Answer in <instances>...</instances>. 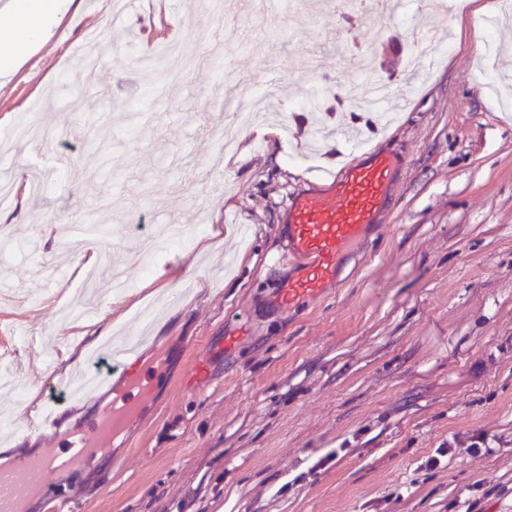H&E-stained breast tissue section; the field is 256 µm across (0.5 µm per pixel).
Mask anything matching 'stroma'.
Listing matches in <instances>:
<instances>
[{"mask_svg":"<svg viewBox=\"0 0 512 512\" xmlns=\"http://www.w3.org/2000/svg\"><path fill=\"white\" fill-rule=\"evenodd\" d=\"M498 2L411 0L334 44L335 0H252L237 13L83 0L0 88V137L41 112L39 136L8 157L10 177L43 175L39 191L0 208V230L23 243L0 250V348L14 353L19 388L0 391V448L21 430L36 434L29 455L66 447L113 395L66 404L59 384L112 339L149 333V400L114 441L52 477L76 512H512V108L500 103L512 31L496 33L506 84L495 94L470 24ZM288 7L307 24L256 21ZM415 23L445 59L411 82ZM90 34L100 61L87 73ZM171 39L182 54L158 60L156 78L140 59ZM371 77L413 102L400 113L388 101L397 121L365 143L405 162L394 211L349 248L340 283L288 305L285 206L354 151L335 140L296 161L307 115L367 120L315 90L324 80L363 93ZM270 82L289 139L243 124L224 154L213 134L227 92ZM92 249L104 258L91 277ZM114 272L125 294L93 297ZM78 331L86 356L67 370ZM53 404L63 426L50 439L36 414ZM477 436L490 450L475 457Z\"/></svg>","mask_w":512,"mask_h":512,"instance_id":"1","label":"stroma"}]
</instances>
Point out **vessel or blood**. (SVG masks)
Here are the masks:
<instances>
[{
  "label": "vessel or blood",
  "mask_w": 512,
  "mask_h": 512,
  "mask_svg": "<svg viewBox=\"0 0 512 512\" xmlns=\"http://www.w3.org/2000/svg\"><path fill=\"white\" fill-rule=\"evenodd\" d=\"M399 161L375 150L337 167L325 184L294 194L283 216L284 250L279 261L294 266L296 274L284 289L288 303L320 297L328 284L340 279L341 259L347 248L365 240L381 217L392 211L391 185ZM141 340L108 348L106 370L89 377L99 388L112 377L133 378L141 361ZM134 404L129 390L115 391L109 413L90 422L87 433L71 444L67 453L49 452L31 458L23 472L0 471V512H14L15 503L29 494L46 493L49 512H73L63 494H47L46 479L61 463H71L92 442L119 432Z\"/></svg>",
  "instance_id": "b4317fda"
}]
</instances>
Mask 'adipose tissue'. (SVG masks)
I'll return each instance as SVG.
<instances>
[{"label":"adipose tissue","mask_w":512,"mask_h":512,"mask_svg":"<svg viewBox=\"0 0 512 512\" xmlns=\"http://www.w3.org/2000/svg\"><path fill=\"white\" fill-rule=\"evenodd\" d=\"M77 0H0V85L8 84L18 66L52 36Z\"/></svg>","instance_id":"ef3b65f1"}]
</instances>
